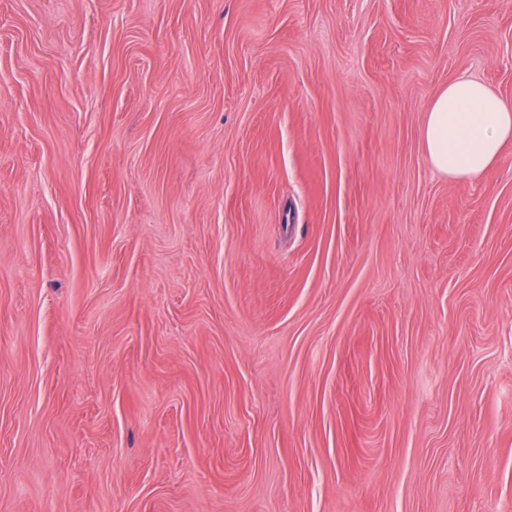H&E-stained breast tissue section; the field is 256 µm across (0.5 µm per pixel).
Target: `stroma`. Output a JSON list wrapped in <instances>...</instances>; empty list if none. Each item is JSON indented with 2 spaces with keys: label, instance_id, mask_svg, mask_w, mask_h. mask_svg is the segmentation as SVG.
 I'll list each match as a JSON object with an SVG mask.
<instances>
[{
  "label": "stroma",
  "instance_id": "obj_1",
  "mask_svg": "<svg viewBox=\"0 0 512 512\" xmlns=\"http://www.w3.org/2000/svg\"><path fill=\"white\" fill-rule=\"evenodd\" d=\"M460 75L512 106V0H0V512H512ZM422 139L435 171L478 176L496 162L502 145L512 140V108L485 83L462 75L432 100Z\"/></svg>",
  "mask_w": 512,
  "mask_h": 512
}]
</instances>
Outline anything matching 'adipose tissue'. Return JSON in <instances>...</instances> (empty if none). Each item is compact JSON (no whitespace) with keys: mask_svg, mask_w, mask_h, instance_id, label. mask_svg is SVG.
<instances>
[{"mask_svg":"<svg viewBox=\"0 0 512 512\" xmlns=\"http://www.w3.org/2000/svg\"><path fill=\"white\" fill-rule=\"evenodd\" d=\"M422 139L433 169L475 177L493 165L512 140V107L485 83L460 76L432 100Z\"/></svg>","mask_w":512,"mask_h":512,"instance_id":"1","label":"adipose tissue"}]
</instances>
